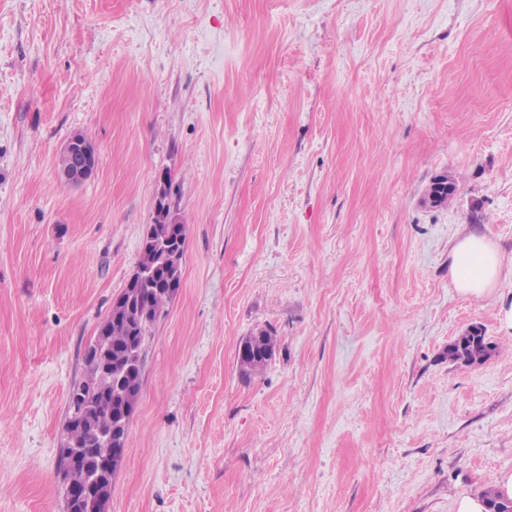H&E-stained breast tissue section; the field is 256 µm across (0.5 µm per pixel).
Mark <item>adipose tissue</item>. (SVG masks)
<instances>
[{
    "instance_id": "adipose-tissue-1",
    "label": "adipose tissue",
    "mask_w": 512,
    "mask_h": 512,
    "mask_svg": "<svg viewBox=\"0 0 512 512\" xmlns=\"http://www.w3.org/2000/svg\"><path fill=\"white\" fill-rule=\"evenodd\" d=\"M503 268V256L486 237L460 236L449 250V275L459 293L482 297L495 287Z\"/></svg>"
}]
</instances>
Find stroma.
<instances>
[{"mask_svg": "<svg viewBox=\"0 0 512 512\" xmlns=\"http://www.w3.org/2000/svg\"><path fill=\"white\" fill-rule=\"evenodd\" d=\"M164 178L183 281L108 512H456L512 475V0H0V512H65L68 396ZM468 232L505 260L481 298ZM474 326L490 356L450 361ZM72 151L71 167L70 157L62 151L58 158V168L62 178L70 184H82L89 181L98 170V154L93 144L81 133H75L66 141L64 148ZM449 275L454 288L480 298L495 287L503 268V256L484 235L466 233L449 250ZM277 339L269 330L261 329L247 336L246 348L238 355L239 369L242 375L250 377L261 372L274 355Z\"/></svg>", "mask_w": 512, "mask_h": 512, "instance_id": "obj_1", "label": "stroma"}]
</instances>
